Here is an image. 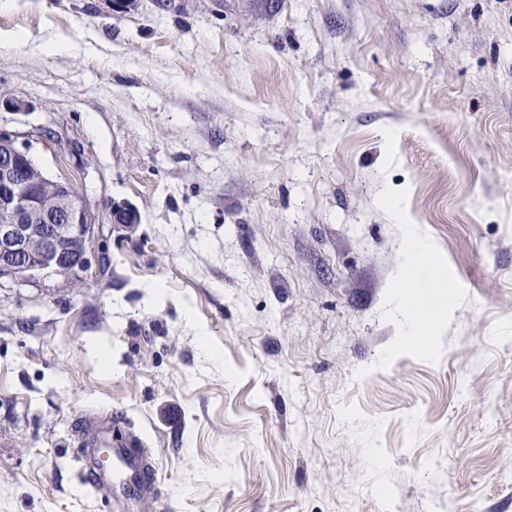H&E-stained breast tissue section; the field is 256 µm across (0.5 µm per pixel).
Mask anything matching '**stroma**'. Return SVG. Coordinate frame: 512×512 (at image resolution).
<instances>
[{
  "label": "stroma",
  "mask_w": 512,
  "mask_h": 512,
  "mask_svg": "<svg viewBox=\"0 0 512 512\" xmlns=\"http://www.w3.org/2000/svg\"><path fill=\"white\" fill-rule=\"evenodd\" d=\"M0 94L99 216L0 280V512H118L85 412L164 512H512V0H0ZM405 253L406 265L401 274L402 279L408 281L412 279L422 267H426L428 270L432 271L433 288H438L439 282L437 279L439 278V274L431 254L413 240H409L406 243ZM402 307L410 322L417 323L419 326L424 328L425 332L421 335L425 336L428 335L427 333L431 332L434 327L432 311L417 303L409 295H404L402 297ZM84 447L78 449V458L85 468L87 484L96 488L107 486L124 512H148L159 506L156 467L136 435L129 433L124 438H116L111 425L100 430ZM103 451L109 455L108 465L87 463L91 453L98 458Z\"/></svg>",
  "instance_id": "1"
}]
</instances>
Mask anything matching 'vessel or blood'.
<instances>
[{
	"label": "vessel or blood",
	"instance_id": "obj_1",
	"mask_svg": "<svg viewBox=\"0 0 512 512\" xmlns=\"http://www.w3.org/2000/svg\"><path fill=\"white\" fill-rule=\"evenodd\" d=\"M78 457L85 462V481L99 488L108 487L123 512H148L160 504L155 464L142 441L134 434L113 436L111 429L100 430Z\"/></svg>",
	"mask_w": 512,
	"mask_h": 512
}]
</instances>
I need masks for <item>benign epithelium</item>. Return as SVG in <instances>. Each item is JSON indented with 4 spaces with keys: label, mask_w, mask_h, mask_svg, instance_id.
<instances>
[{
    "label": "benign epithelium",
    "mask_w": 512,
    "mask_h": 512,
    "mask_svg": "<svg viewBox=\"0 0 512 512\" xmlns=\"http://www.w3.org/2000/svg\"><path fill=\"white\" fill-rule=\"evenodd\" d=\"M0 129V279L49 274L82 279L89 267L88 246L97 215L67 179L50 175ZM111 221L131 228L137 210L112 205Z\"/></svg>",
    "instance_id": "benign-epithelium-1"
}]
</instances>
